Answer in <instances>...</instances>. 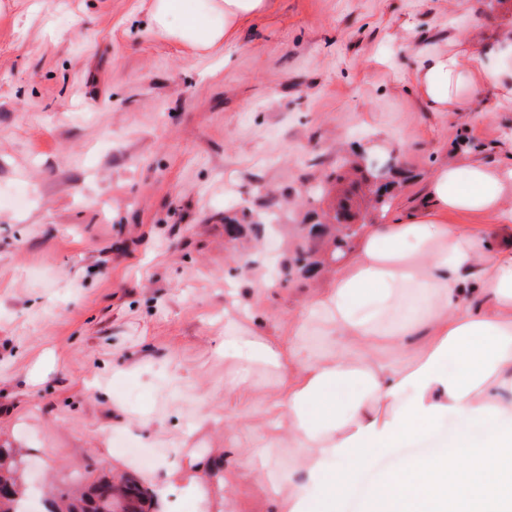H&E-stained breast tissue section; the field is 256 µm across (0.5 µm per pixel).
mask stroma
<instances>
[{"label":"stroma","mask_w":512,"mask_h":512,"mask_svg":"<svg viewBox=\"0 0 512 512\" xmlns=\"http://www.w3.org/2000/svg\"><path fill=\"white\" fill-rule=\"evenodd\" d=\"M155 3L0 0V446L34 485L119 472L204 512L176 483L224 445L225 218L294 228L367 156L394 157L396 210L441 164L511 162V97L437 112L414 74L495 62L512 0H276L205 48ZM271 272L261 336L315 286Z\"/></svg>","instance_id":"obj_1"}]
</instances>
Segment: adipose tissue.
Returning a JSON list of instances; mask_svg holds the SVG:
<instances>
[{
    "instance_id": "obj_1",
    "label": "adipose tissue",
    "mask_w": 512,
    "mask_h": 512,
    "mask_svg": "<svg viewBox=\"0 0 512 512\" xmlns=\"http://www.w3.org/2000/svg\"><path fill=\"white\" fill-rule=\"evenodd\" d=\"M272 3L201 0L189 10L184 0H156L154 18L167 34L211 45ZM415 81L440 112L491 88L512 94V76L455 52L422 55ZM511 186L512 164L440 166L420 205L365 225L354 251L276 335L241 334L245 318L227 291L224 345L236 367L224 398L235 410L224 416L220 457L198 463L202 477L185 493L207 492L208 475L223 474L218 512H240L237 485L265 477L290 447L304 464L287 483H267L271 512H341L382 453L438 438L444 450L402 461L374 504L382 512H512V240L448 221L475 214L512 226ZM312 325L317 346L305 337ZM260 368L276 376L262 392L254 383ZM256 410L265 426L244 453L231 430Z\"/></svg>"
}]
</instances>
